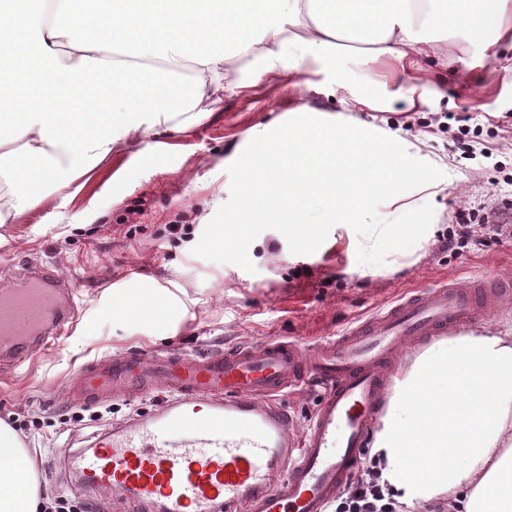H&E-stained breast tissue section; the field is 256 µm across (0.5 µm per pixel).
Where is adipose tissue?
Segmentation results:
<instances>
[{
    "label": "adipose tissue",
    "mask_w": 512,
    "mask_h": 512,
    "mask_svg": "<svg viewBox=\"0 0 512 512\" xmlns=\"http://www.w3.org/2000/svg\"><path fill=\"white\" fill-rule=\"evenodd\" d=\"M0 0V179L14 183L11 216L89 176L125 143L158 127L185 130L214 112L229 55L257 78L322 76L348 90V65L384 62L408 98L420 58L446 56L426 30L512 39V0ZM164 296L127 283L113 311L152 323ZM408 505L453 496L457 512H512V332L442 341L395 379L370 450ZM0 512H40L33 463L0 426Z\"/></svg>",
    "instance_id": "obj_1"
}]
</instances>
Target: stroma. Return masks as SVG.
Listing matches in <instances>:
<instances>
[{"mask_svg":"<svg viewBox=\"0 0 512 512\" xmlns=\"http://www.w3.org/2000/svg\"><path fill=\"white\" fill-rule=\"evenodd\" d=\"M454 50L434 67L426 101L392 97L380 110L350 109L319 87L297 90L259 84L225 97L204 120L179 135L152 130L143 143L123 146L89 178L71 183L33 213L0 225V275L13 280L29 262L57 265L87 303L69 334L34 364L0 370V421L31 435L27 450L38 479H49L79 500L64 463L46 473L53 448L142 414L152 398L117 401L110 413L61 402L50 384L86 361L135 348L200 350L285 337L315 345L370 315L409 289L458 275L512 276V241L450 252L440 241L456 212L487 211L512 201V45H488L478 34L445 28ZM388 128L445 173L429 199L435 214L429 243L399 270L357 262L360 239L349 226L331 230L314 253L295 255L278 231L250 245L254 272L193 254L206 224L230 195L227 168L250 130L300 106ZM478 132L483 148L462 156L458 116ZM187 219L190 235L170 229ZM140 279L177 296L182 309L166 316L163 337L136 331L111 312L114 286Z\"/></svg>","mask_w":512,"mask_h":512,"instance_id":"1","label":"stroma"}]
</instances>
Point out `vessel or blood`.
I'll return each instance as SVG.
<instances>
[{
  "instance_id": "b4317fda",
  "label": "vessel or blood",
  "mask_w": 512,
  "mask_h": 512,
  "mask_svg": "<svg viewBox=\"0 0 512 512\" xmlns=\"http://www.w3.org/2000/svg\"><path fill=\"white\" fill-rule=\"evenodd\" d=\"M512 283L464 277L411 291L326 342L134 351L83 365L61 399L99 405L154 393L157 409L53 452L79 483L115 491L127 512H328L359 463L394 369L417 343L473 329ZM77 294L49 265L0 285V362L19 367L65 336ZM320 388L304 430L280 404Z\"/></svg>"
}]
</instances>
